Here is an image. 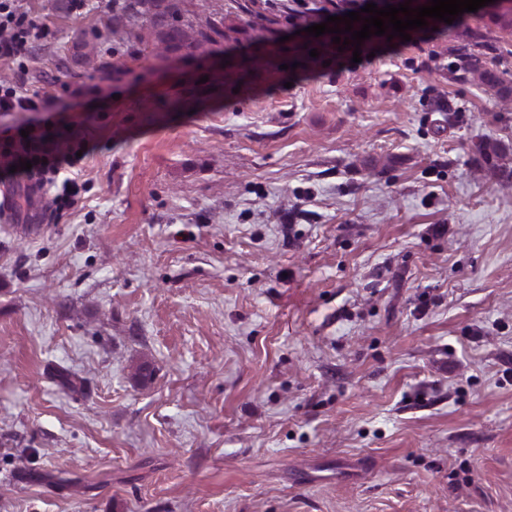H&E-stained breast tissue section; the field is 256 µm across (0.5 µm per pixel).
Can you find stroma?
Listing matches in <instances>:
<instances>
[{
	"label": "stroma",
	"mask_w": 512,
	"mask_h": 512,
	"mask_svg": "<svg viewBox=\"0 0 512 512\" xmlns=\"http://www.w3.org/2000/svg\"><path fill=\"white\" fill-rule=\"evenodd\" d=\"M18 5L87 155L51 224L0 183V512H512V96L449 70L512 34L304 73L297 0H178L191 57Z\"/></svg>",
	"instance_id": "1"
}]
</instances>
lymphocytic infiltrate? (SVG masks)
Instances as JSON below:
<instances>
[{
  "label": "lymphocytic infiltrate",
  "mask_w": 512,
  "mask_h": 512,
  "mask_svg": "<svg viewBox=\"0 0 512 512\" xmlns=\"http://www.w3.org/2000/svg\"><path fill=\"white\" fill-rule=\"evenodd\" d=\"M17 0H0V65L10 78L0 81V112H40L44 121L21 130L20 126L0 128V176L25 184L30 189L56 188L52 198L56 210L74 206L79 188L72 179H61L63 170L80 165L77 145H61L60 133L68 126L64 108L55 97L28 93L31 39L40 24L36 17L19 11ZM31 169H24V162Z\"/></svg>",
  "instance_id": "lymphocytic-infiltrate-1"
}]
</instances>
